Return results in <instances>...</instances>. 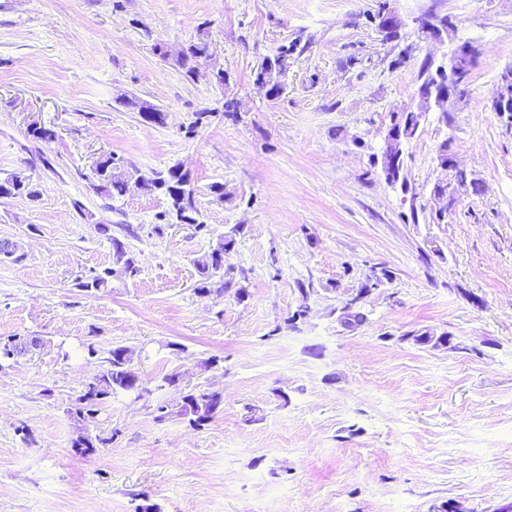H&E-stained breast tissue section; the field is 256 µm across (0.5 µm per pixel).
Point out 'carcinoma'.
I'll return each instance as SVG.
<instances>
[{
  "mask_svg": "<svg viewBox=\"0 0 512 512\" xmlns=\"http://www.w3.org/2000/svg\"><path fill=\"white\" fill-rule=\"evenodd\" d=\"M294 46H282L271 56H266L254 69V82L269 85L270 95L280 97L286 88L283 81L277 77L286 75L290 66V55ZM433 62L425 60L418 76L419 86L428 88L435 83L447 78V75L440 71H432ZM126 105L141 113V117L150 123L164 124V113L155 107L144 112V104L133 99L128 100ZM429 107L424 101H419L417 109L409 112L390 113V126L400 127L405 142H410L417 135L422 121L426 119ZM373 165L380 167V172L385 181L394 186H400L403 192L409 191V183L405 170H391V157L386 150H381L380 155L372 157ZM102 172L95 177L94 189L107 196L122 195L126 189L128 176L133 169L120 164L114 156L108 155L101 160ZM446 172V178L439 180L434 190L437 193H447L448 184H453L462 189V192L469 195H480L484 191L483 183L470 176L465 170L454 165L442 167ZM143 189L148 192L162 191L170 199L169 217L177 224L198 223L199 211L195 203V190L191 186L189 174L181 168L173 165L156 173V178L143 183ZM27 197L31 200L37 197V190L32 184L26 182L19 176H12L4 180L0 179V198ZM234 245V237L231 235L220 237L211 249L204 255L196 258L194 264L198 273V284L196 291L202 293L215 292L224 294L229 289H235L234 297L241 301L246 296L244 285L234 283V276L231 269L224 268V252ZM114 264L118 268H105L100 272L87 278L80 283V287L87 291H100L106 287L116 272L122 275L133 277L138 272V265L135 256L127 251L124 243L114 237L112 238ZM391 281L389 271L384 267H374L365 276L361 288L369 293L378 288L384 287ZM367 315L361 307L354 302H348L342 307L341 322L349 327L356 328L365 324ZM39 341L36 336H14L6 342L0 341V358L11 359L15 355L26 351V345H35ZM126 348L116 347L110 352L107 358L108 367L96 378L95 382L88 386L87 391L78 399L80 405L86 412H96L99 403L118 393L127 392L131 388L140 385V378L137 372L131 367L130 361L125 357ZM221 405V398L212 395L204 390L189 391L184 396V405L181 415L189 418V422L197 427L207 424L215 415Z\"/></svg>",
  "mask_w": 512,
  "mask_h": 512,
  "instance_id": "cac0c4a2",
  "label": "carcinoma"
}]
</instances>
